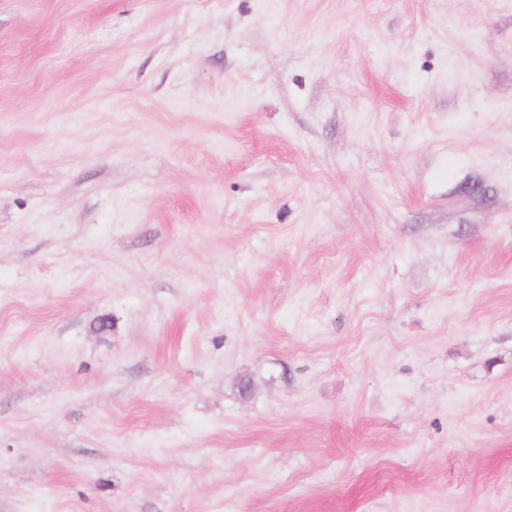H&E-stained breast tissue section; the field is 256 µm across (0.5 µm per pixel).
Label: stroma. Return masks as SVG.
<instances>
[{"mask_svg": "<svg viewBox=\"0 0 512 512\" xmlns=\"http://www.w3.org/2000/svg\"><path fill=\"white\" fill-rule=\"evenodd\" d=\"M0 512H512V0H0Z\"/></svg>", "mask_w": 512, "mask_h": 512, "instance_id": "1", "label": "stroma"}]
</instances>
